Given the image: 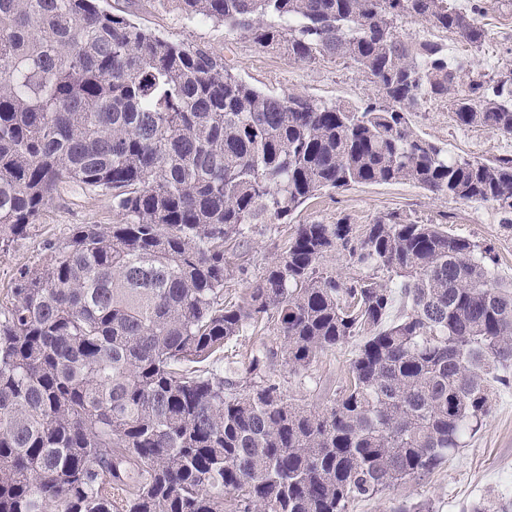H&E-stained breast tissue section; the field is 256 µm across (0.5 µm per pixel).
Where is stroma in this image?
I'll list each match as a JSON object with an SVG mask.
<instances>
[{"label": "stroma", "instance_id": "1", "mask_svg": "<svg viewBox=\"0 0 512 512\" xmlns=\"http://www.w3.org/2000/svg\"><path fill=\"white\" fill-rule=\"evenodd\" d=\"M103 5L165 39L223 53L238 77L274 95L298 92L327 103L360 104L375 94L369 79L342 61L303 62L281 49L259 48L229 33L223 25L186 19L160 0H103ZM482 21L488 32L482 48L470 50L453 40L451 51L470 53L478 70L486 73L512 64V0H488ZM411 119L422 135L447 145L452 156L482 160L512 156V138L481 127L457 126L443 102L426 101ZM393 212L423 221L443 215L449 233L493 244L497 256L494 273L499 281L512 283V225L506 224L500 213L481 203L438 200L410 183L358 185L318 195L287 223L253 234L248 248L231 249V260L245 264L249 279H253L282 251L295 225L333 224L344 217L353 224H370ZM121 220L109 194L77 187L61 191L24 238L0 248V293L10 288L19 268L46 264L51 257L50 244L66 239L75 225L117 224ZM356 349L351 342L326 350L299 372L291 371L279 358L265 374L279 383L287 399L321 409L346 385ZM491 403L481 430L448 462L426 479L411 480L387 488L373 499L355 502L350 512H389L393 503L402 499L431 500L436 512H466L467 504L483 499L512 502V387H496Z\"/></svg>", "mask_w": 512, "mask_h": 512}]
</instances>
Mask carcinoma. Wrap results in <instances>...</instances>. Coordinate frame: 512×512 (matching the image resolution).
<instances>
[{
    "label": "carcinoma",
    "instance_id": "cac0c4a2",
    "mask_svg": "<svg viewBox=\"0 0 512 512\" xmlns=\"http://www.w3.org/2000/svg\"><path fill=\"white\" fill-rule=\"evenodd\" d=\"M263 49L342 59L359 106L243 81L209 48L173 42L99 0H0V247L71 184L124 222L78 224L0 298V512H349L422 480L476 434L491 382L512 384V284L492 249L391 213L299 224L240 303L224 246L354 184L409 182L512 223V157L452 158L410 114L445 100L460 127L512 137V66L480 49L483 0H161ZM435 31L407 39L402 24ZM368 272L323 266L332 251ZM409 304L388 316L391 283ZM283 338L290 370L361 337L349 382L307 409L262 378L217 369L244 326Z\"/></svg>",
    "mask_w": 512,
    "mask_h": 512
}]
</instances>
